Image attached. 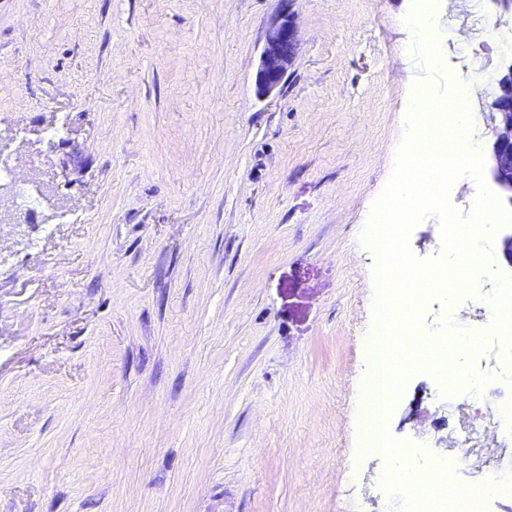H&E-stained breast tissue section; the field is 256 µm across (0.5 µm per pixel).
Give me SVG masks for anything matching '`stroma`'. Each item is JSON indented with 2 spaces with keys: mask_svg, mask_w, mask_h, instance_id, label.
<instances>
[{
  "mask_svg": "<svg viewBox=\"0 0 512 512\" xmlns=\"http://www.w3.org/2000/svg\"><path fill=\"white\" fill-rule=\"evenodd\" d=\"M294 0L283 86L255 73L280 0H0V512H395L356 399L375 317L362 241L425 72L483 75L500 0ZM472 404L417 371L388 431L486 480Z\"/></svg>",
  "mask_w": 512,
  "mask_h": 512,
  "instance_id": "stroma-1",
  "label": "stroma"
}]
</instances>
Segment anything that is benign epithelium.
Listing matches in <instances>:
<instances>
[{
  "instance_id": "7a95c632",
  "label": "benign epithelium",
  "mask_w": 512,
  "mask_h": 512,
  "mask_svg": "<svg viewBox=\"0 0 512 512\" xmlns=\"http://www.w3.org/2000/svg\"><path fill=\"white\" fill-rule=\"evenodd\" d=\"M298 47L292 11L284 10L270 24L255 74L256 93L261 97L278 90L293 66ZM496 91L490 103L492 140L487 171L500 197L512 204V64L495 78Z\"/></svg>"
}]
</instances>
